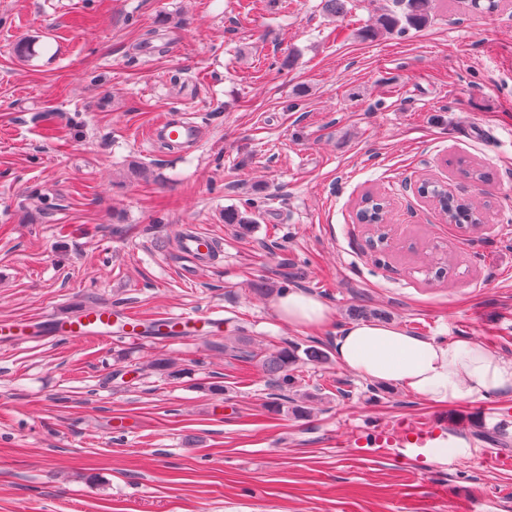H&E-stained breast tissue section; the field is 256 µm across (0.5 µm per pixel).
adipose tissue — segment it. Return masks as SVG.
<instances>
[{
    "label": "adipose tissue",
    "instance_id": "adipose-tissue-1",
    "mask_svg": "<svg viewBox=\"0 0 512 512\" xmlns=\"http://www.w3.org/2000/svg\"><path fill=\"white\" fill-rule=\"evenodd\" d=\"M289 328L318 331L330 326L331 310L310 293L293 289L275 303ZM337 364L379 384L396 385L437 404L512 392V359L475 341H439L404 328L357 322L340 329Z\"/></svg>",
    "mask_w": 512,
    "mask_h": 512
}]
</instances>
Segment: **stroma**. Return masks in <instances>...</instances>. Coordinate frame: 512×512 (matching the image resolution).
I'll use <instances>...</instances> for the list:
<instances>
[{"label": "stroma", "mask_w": 512, "mask_h": 512, "mask_svg": "<svg viewBox=\"0 0 512 512\" xmlns=\"http://www.w3.org/2000/svg\"><path fill=\"white\" fill-rule=\"evenodd\" d=\"M391 6L350 0L334 20L321 0H0V320L224 311L212 338L0 342V512H512V467L477 459L512 457V436L474 438L512 424V394L439 407L331 361L300 367L314 399L298 418L228 351L247 336L329 352L360 307L512 358V20L439 0L421 31L357 38ZM168 115L195 123L193 149L151 140ZM425 178L489 202L485 225L449 224L414 192ZM369 192L388 204L382 249L356 220ZM187 225L218 241L210 262L181 255ZM291 288L332 328L283 324ZM428 422L472 458L338 445L347 423Z\"/></svg>", "instance_id": "1"}]
</instances>
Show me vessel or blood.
<instances>
[{"label":"vessel or blood","mask_w":512,"mask_h":512,"mask_svg":"<svg viewBox=\"0 0 512 512\" xmlns=\"http://www.w3.org/2000/svg\"><path fill=\"white\" fill-rule=\"evenodd\" d=\"M153 138L174 140L181 144L193 142L198 137L195 124L176 122L165 118L152 129ZM214 240L206 234H187L181 239V251L189 258L206 259ZM127 314L126 309L108 305H92L87 309L68 316H54L50 320L17 319L0 323V339L25 340L41 335L43 328H51L55 336L76 342L98 338L110 340L118 336H137L141 330L132 326H120L119 320ZM224 324V316L220 310L211 309L199 313L172 315L164 318L162 325L171 336L184 338L189 336H205ZM435 429L417 427L407 436L405 442L388 441L382 430L361 436L357 444L361 447H379L394 458H406L408 453H422L427 444L435 439Z\"/></svg>","instance_id":"1"}]
</instances>
